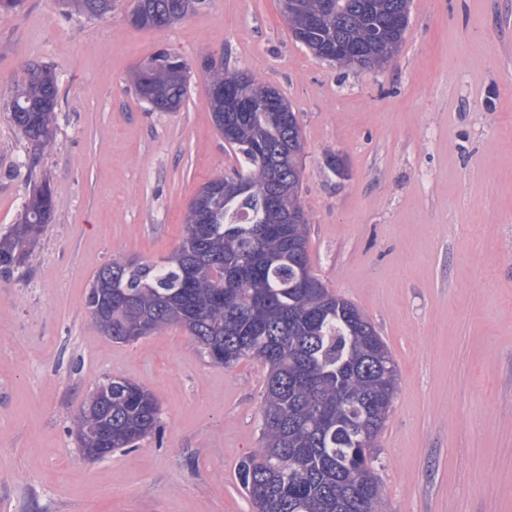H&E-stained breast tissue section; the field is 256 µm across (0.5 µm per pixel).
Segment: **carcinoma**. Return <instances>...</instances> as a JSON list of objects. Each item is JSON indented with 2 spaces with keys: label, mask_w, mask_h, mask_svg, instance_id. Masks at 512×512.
<instances>
[{
  "label": "carcinoma",
  "mask_w": 512,
  "mask_h": 512,
  "mask_svg": "<svg viewBox=\"0 0 512 512\" xmlns=\"http://www.w3.org/2000/svg\"><path fill=\"white\" fill-rule=\"evenodd\" d=\"M296 41L373 50L392 34L391 20L409 17L410 0H297ZM199 0H132L136 27H169ZM89 17L112 12L115 0H68ZM319 25L300 29V17ZM188 64L165 51L136 72L134 89L162 112L179 110ZM224 64L206 74L207 88H238L250 111H224L209 98L213 124L239 163L240 188L225 176L206 182L188 206L183 237L161 263L111 259L96 272L86 305L102 333L120 343L176 323L202 352L226 368L245 358L268 366L260 448L240 461L238 482L254 512H381L374 451L397 384V367L373 323L310 271L308 224H286L300 202L303 138L295 112H279L267 86ZM59 89L55 72L34 64L8 104L16 129L36 148L52 144ZM53 192L44 183L28 196L21 221L0 235V275L24 268L50 222ZM123 291L128 300L107 294ZM112 388V405L104 390ZM112 433V448H137L161 437L156 398L127 379L100 384L72 419L79 447L90 432Z\"/></svg>",
  "instance_id": "obj_1"
}]
</instances>
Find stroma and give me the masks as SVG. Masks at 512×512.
Here are the masks:
<instances>
[{
    "label": "stroma",
    "instance_id": "1",
    "mask_svg": "<svg viewBox=\"0 0 512 512\" xmlns=\"http://www.w3.org/2000/svg\"><path fill=\"white\" fill-rule=\"evenodd\" d=\"M130 4L0 12V233L33 182L55 200L28 266L0 276V512H253L237 467L259 447L267 367L212 363L178 325L113 342L85 304L108 260L169 257L200 187L239 167L212 122L205 57L292 107L311 271L396 363L376 448L386 512H512V0H411L375 71L315 58L279 0H200L163 30L133 26ZM160 50L190 66L176 112L133 88ZM30 63L59 87L42 152L7 109ZM108 377L151 391L164 432L90 459L69 427ZM73 5L89 17H104L112 12L116 1L114 0H68L63 1Z\"/></svg>",
    "mask_w": 512,
    "mask_h": 512
}]
</instances>
